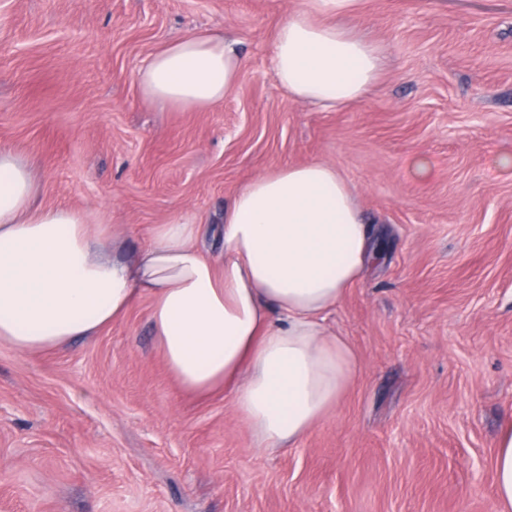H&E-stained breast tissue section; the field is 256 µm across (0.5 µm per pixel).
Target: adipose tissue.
<instances>
[{"mask_svg": "<svg viewBox=\"0 0 512 512\" xmlns=\"http://www.w3.org/2000/svg\"><path fill=\"white\" fill-rule=\"evenodd\" d=\"M273 72L289 97L319 109L361 99L376 81L374 46L335 22L292 12L274 35ZM242 58L220 34L182 37L138 73L160 106L204 110L224 100ZM26 161L0 148V341L22 351L96 335L149 297V319L171 374L198 394L231 393L258 448L303 441L359 373L347 340L324 321L373 257L371 232L332 165H288L235 193L218 234L174 214L136 257L111 258L107 225L43 207ZM495 512H512V426L496 442Z\"/></svg>", "mask_w": 512, "mask_h": 512, "instance_id": "ef3b65f1", "label": "adipose tissue"}]
</instances>
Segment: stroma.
<instances>
[{
    "instance_id": "stroma-1",
    "label": "stroma",
    "mask_w": 512,
    "mask_h": 512,
    "mask_svg": "<svg viewBox=\"0 0 512 512\" xmlns=\"http://www.w3.org/2000/svg\"><path fill=\"white\" fill-rule=\"evenodd\" d=\"M301 8L384 54L365 98L325 111L279 87L274 31ZM203 32L236 41L234 92L204 111L147 99L140 68ZM0 144L33 165L39 205L88 212L124 252L187 212L214 259L237 191L325 162L381 252L325 321L360 374L290 448H254L230 394L180 387L149 300L49 352L0 342V512H493L512 425V0H0Z\"/></svg>"
}]
</instances>
